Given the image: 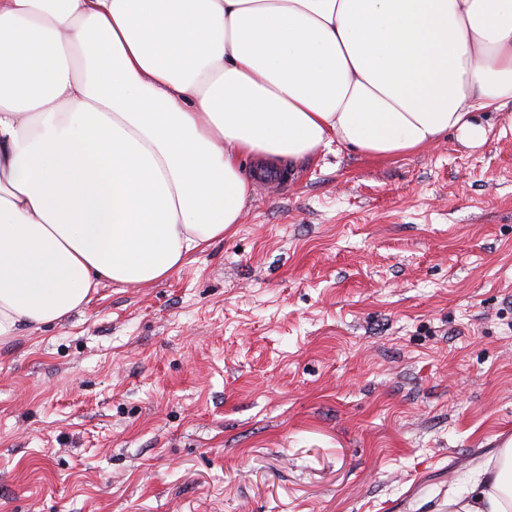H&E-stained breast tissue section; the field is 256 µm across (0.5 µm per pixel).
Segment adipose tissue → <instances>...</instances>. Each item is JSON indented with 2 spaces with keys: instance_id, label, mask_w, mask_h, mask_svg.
Instances as JSON below:
<instances>
[{
  "instance_id": "ef3b65f1",
  "label": "adipose tissue",
  "mask_w": 512,
  "mask_h": 512,
  "mask_svg": "<svg viewBox=\"0 0 512 512\" xmlns=\"http://www.w3.org/2000/svg\"><path fill=\"white\" fill-rule=\"evenodd\" d=\"M512 0H0V346L242 223L255 166L484 143ZM448 512H512V448Z\"/></svg>"
}]
</instances>
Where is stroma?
I'll return each mask as SVG.
<instances>
[{
    "mask_svg": "<svg viewBox=\"0 0 512 512\" xmlns=\"http://www.w3.org/2000/svg\"><path fill=\"white\" fill-rule=\"evenodd\" d=\"M332 145L149 288L0 347V512H437L512 433V102Z\"/></svg>",
    "mask_w": 512,
    "mask_h": 512,
    "instance_id": "1",
    "label": "stroma"
}]
</instances>
